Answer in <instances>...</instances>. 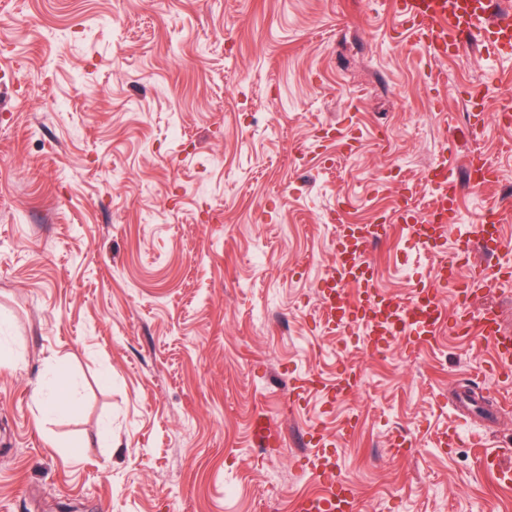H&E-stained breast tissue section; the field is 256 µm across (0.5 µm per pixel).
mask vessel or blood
Returning <instances> with one entry per match:
<instances>
[{"label": "vessel or blood", "instance_id": "b4317fda", "mask_svg": "<svg viewBox=\"0 0 512 512\" xmlns=\"http://www.w3.org/2000/svg\"><path fill=\"white\" fill-rule=\"evenodd\" d=\"M391 5L397 21L414 30L416 46L427 56L452 58L463 49L465 37L475 32L481 35L487 49L512 54V11L500 8L497 0H391ZM427 180L438 191V206L424 216L409 209L398 216L409 241L421 249L446 240L449 225L458 219L464 194L491 186L495 169L484 154L475 153L463 172H456L453 149L447 144L430 168ZM331 220L335 225V260L318 290L328 332L345 335L362 330L380 354L397 340L426 344L450 330L458 338L488 343L496 355V368L512 369V336L504 332L493 310L474 313L464 307L452 316L438 299L447 288L467 297L475 287L488 284V269L473 262L471 255L477 247L494 253L512 249V242L502 235L503 224L512 221L511 197L501 198L486 209L479 217V226L458 236L452 254L439 258L433 279L403 298L379 287L367 259L369 248L389 237L390 224H351L338 212ZM358 382L357 371L347 366L321 392L331 404L356 389ZM310 441L317 450L307 457L306 465L320 479L324 490L297 498L295 512H359L358 490L354 483L340 477L338 457L327 434L314 429Z\"/></svg>", "mask_w": 512, "mask_h": 512}]
</instances>
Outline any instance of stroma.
<instances>
[{
	"instance_id": "obj_1",
	"label": "stroma",
	"mask_w": 512,
	"mask_h": 512,
	"mask_svg": "<svg viewBox=\"0 0 512 512\" xmlns=\"http://www.w3.org/2000/svg\"><path fill=\"white\" fill-rule=\"evenodd\" d=\"M511 74L477 38L425 57L388 0H0V512H294L322 490L316 427L364 512H512L481 465L512 460L491 346L375 355L327 334L317 293L328 214L425 209L443 142L498 170L461 230L512 193V135L464 115L477 87L487 113L512 103ZM350 113L352 152L334 136ZM368 259L399 296L434 272L399 228ZM346 364L357 394L290 402ZM61 368L76 404L48 413L35 388ZM259 415L275 446L256 447Z\"/></svg>"
}]
</instances>
